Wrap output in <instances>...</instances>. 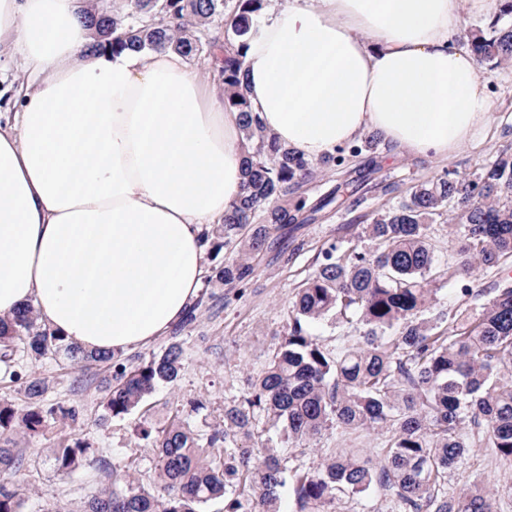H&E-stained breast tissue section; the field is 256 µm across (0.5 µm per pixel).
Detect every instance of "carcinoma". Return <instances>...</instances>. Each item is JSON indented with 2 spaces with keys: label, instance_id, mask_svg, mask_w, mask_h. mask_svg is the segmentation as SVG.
<instances>
[{
  "label": "carcinoma",
  "instance_id": "1",
  "mask_svg": "<svg viewBox=\"0 0 512 512\" xmlns=\"http://www.w3.org/2000/svg\"><path fill=\"white\" fill-rule=\"evenodd\" d=\"M265 0H128L126 9H97L84 16L112 51L171 47L200 58L223 48L219 81L224 105L240 113V130L250 143L241 195L215 225L209 252L227 253L210 280L239 291L250 287L251 258H283L300 224L327 211L357 206L360 179H345L311 200L302 184L343 165L346 155L376 148L367 136L339 147L313 164L282 146L260 125L244 84L246 38ZM223 19V41L212 35ZM470 47L478 63L497 66L512 59V0H500L487 31ZM448 224L456 273L470 277L476 266L512 261V154L504 153L470 179L440 176L412 187L408 196L371 213L346 249L329 240L314 258L313 273L300 285L288 335L271 361L252 379L243 399L224 408V427L208 433L176 414L154 429L137 431L150 441L158 486L148 490L127 475L122 485L91 493L84 512H205L216 500L224 512H279L278 489L291 488L293 512H332L343 497L380 489L393 497L394 512H496L495 498H512V482L490 492L467 488L448 495V472L458 469L473 448H493L512 462V277L491 288L462 285L461 294L480 310L453 315L436 307L439 260L430 226ZM331 318L354 327L358 339L334 351L308 333L313 321ZM18 352L39 360L61 356L73 368L103 366L109 373L99 421L123 419L159 386L177 380L183 348L170 343L162 354L128 366L112 353H92L66 342L38 322L32 306L0 318V377L20 385L22 409L0 399V512H24L15 477L25 467L13 435L40 437L59 421L53 448L57 471H108L90 443L73 432L78 412L47 405L49 380L16 369ZM280 428L290 450L336 427L344 434L364 430L390 433L375 458L340 450L309 467L287 468L270 449L260 459L239 449L255 424Z\"/></svg>",
  "mask_w": 512,
  "mask_h": 512
}]
</instances>
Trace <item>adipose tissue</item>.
I'll use <instances>...</instances> for the list:
<instances>
[{"label":"adipose tissue","instance_id":"ef3b65f1","mask_svg":"<svg viewBox=\"0 0 512 512\" xmlns=\"http://www.w3.org/2000/svg\"><path fill=\"white\" fill-rule=\"evenodd\" d=\"M89 0H0V68L19 64L0 126V317L33 306L92 352L144 346L197 301L205 235L241 192L238 112L171 49L102 46ZM458 0H288L247 41L262 127L318 161L363 129L447 157L491 113L454 46Z\"/></svg>","mask_w":512,"mask_h":512}]
</instances>
